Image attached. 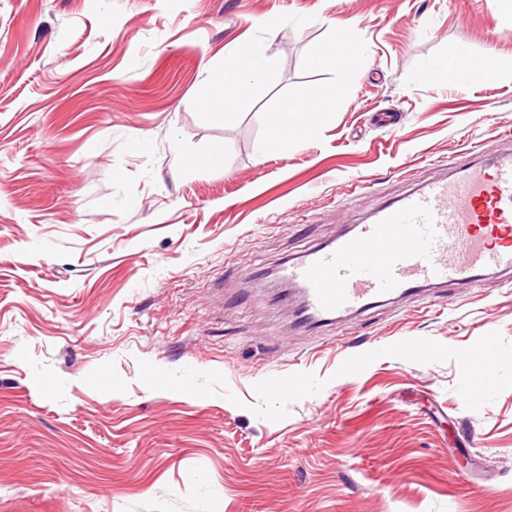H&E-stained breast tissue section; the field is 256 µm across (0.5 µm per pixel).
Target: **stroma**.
Wrapping results in <instances>:
<instances>
[{"instance_id": "stroma-1", "label": "stroma", "mask_w": 512, "mask_h": 512, "mask_svg": "<svg viewBox=\"0 0 512 512\" xmlns=\"http://www.w3.org/2000/svg\"><path fill=\"white\" fill-rule=\"evenodd\" d=\"M339 28L350 68L311 67ZM250 43L275 79L204 106ZM457 47L497 78L423 77ZM508 152L499 0H0V512H512L502 276L306 326L266 276ZM335 100L336 89L317 90L307 100L314 104L313 113H311L313 122L316 126H326L331 124L335 119ZM278 119L268 128L267 136L256 146L257 154L262 157L275 146L288 145V142L305 132L301 124L307 121L308 113L301 102L288 103L285 112H278Z\"/></svg>"}]
</instances>
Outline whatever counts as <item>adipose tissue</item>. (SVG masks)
I'll list each match as a JSON object with an SVG mask.
<instances>
[{
  "instance_id": "obj_1",
  "label": "adipose tissue",
  "mask_w": 512,
  "mask_h": 512,
  "mask_svg": "<svg viewBox=\"0 0 512 512\" xmlns=\"http://www.w3.org/2000/svg\"><path fill=\"white\" fill-rule=\"evenodd\" d=\"M277 69L278 57L268 47L249 46L235 58L231 66L207 74L202 84L203 102L211 106L237 97L250 82L273 80ZM335 100L336 91L331 88L314 92L310 97V107H303L299 102L288 104L269 127L266 138L257 144V154L266 155L274 147L296 140L302 134V125L306 120H313L319 127L331 124L335 119Z\"/></svg>"
}]
</instances>
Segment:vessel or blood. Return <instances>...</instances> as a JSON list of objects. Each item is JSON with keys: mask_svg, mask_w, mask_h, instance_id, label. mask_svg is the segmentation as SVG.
<instances>
[{"mask_svg": "<svg viewBox=\"0 0 512 512\" xmlns=\"http://www.w3.org/2000/svg\"><path fill=\"white\" fill-rule=\"evenodd\" d=\"M512 273V157L424 183L333 245L290 260L284 277L313 322L339 320L416 289Z\"/></svg>", "mask_w": 512, "mask_h": 512, "instance_id": "1", "label": "vessel or blood"}]
</instances>
